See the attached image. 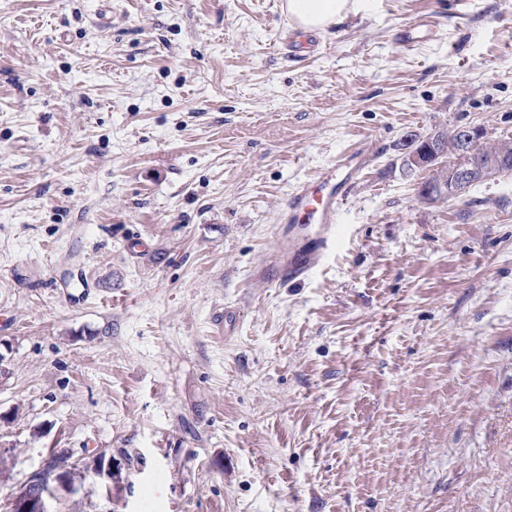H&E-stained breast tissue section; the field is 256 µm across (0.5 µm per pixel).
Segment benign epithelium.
I'll return each mask as SVG.
<instances>
[{
  "label": "benign epithelium",
  "instance_id": "7a95c632",
  "mask_svg": "<svg viewBox=\"0 0 512 512\" xmlns=\"http://www.w3.org/2000/svg\"><path fill=\"white\" fill-rule=\"evenodd\" d=\"M482 127L468 124L452 129H438L424 140L429 148L404 152L403 167L410 176L422 170L431 171L429 178L419 183L422 198L430 203L462 195L471 184L488 180L506 171L512 143L503 141L500 149H485ZM71 459L66 450H58L44 460L11 500V512H51L54 490L67 485L68 466L61 459Z\"/></svg>",
  "mask_w": 512,
  "mask_h": 512
}]
</instances>
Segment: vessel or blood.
<instances>
[{
  "mask_svg": "<svg viewBox=\"0 0 512 512\" xmlns=\"http://www.w3.org/2000/svg\"><path fill=\"white\" fill-rule=\"evenodd\" d=\"M365 153L362 147L349 152L327 173L302 182L288 196L281 216L288 240L269 263L275 278L304 281L334 250L340 206L362 171Z\"/></svg>",
  "mask_w": 512,
  "mask_h": 512,
  "instance_id": "1",
  "label": "vessel or blood"
}]
</instances>
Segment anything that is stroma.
Listing matches in <instances>:
<instances>
[{"label": "stroma", "instance_id": "stroma-1", "mask_svg": "<svg viewBox=\"0 0 512 512\" xmlns=\"http://www.w3.org/2000/svg\"><path fill=\"white\" fill-rule=\"evenodd\" d=\"M354 2L291 53L281 0H0V512L55 448L52 512H512V172L399 167L512 141V0ZM361 145L335 250L268 278ZM484 137L485 131L481 126L468 124L428 133L424 140L429 148L423 151L417 152L412 147L405 149L403 167L409 176L422 170L431 171L430 178L419 182V192L426 202L458 197L471 184L497 177L506 171L510 151L512 161L511 141H503L499 150L491 151L481 145ZM446 150L448 164H436ZM431 154L436 157L430 159Z\"/></svg>", "mask_w": 512, "mask_h": 512}]
</instances>
